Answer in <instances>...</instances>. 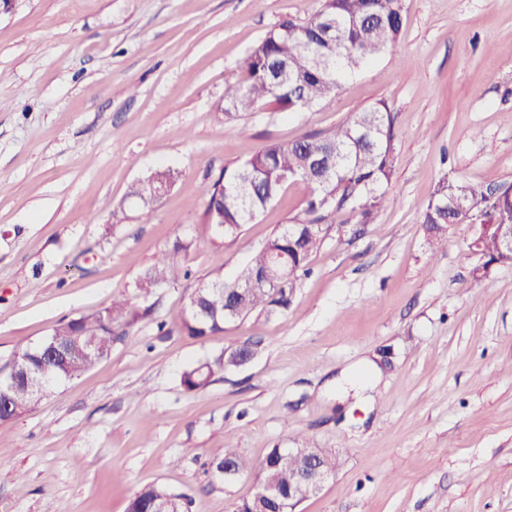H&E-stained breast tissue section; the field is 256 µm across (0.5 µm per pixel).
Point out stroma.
<instances>
[{"label": "stroma", "mask_w": 512, "mask_h": 512, "mask_svg": "<svg viewBox=\"0 0 512 512\" xmlns=\"http://www.w3.org/2000/svg\"><path fill=\"white\" fill-rule=\"evenodd\" d=\"M320 5L18 0L0 15V373L58 321L133 296L175 239L194 282H233L309 190L289 183L218 250L203 189L224 167L380 101L398 132L383 205L329 225L287 311L197 339L177 329L189 289H158L107 358L0 424V512H126L152 483L189 512H235L274 448L339 459L296 512H512V266L474 279L472 227L435 249L421 217L443 175L512 184V0H405L398 41L345 91L225 123L251 48ZM164 168L180 178L143 220L126 188ZM242 344L249 364L181 386ZM227 445L253 472H214ZM223 356L224 352L211 360L193 365L185 370L181 378L183 387L189 392L198 391L206 387L214 376L236 367L229 361L224 363Z\"/></svg>", "instance_id": "obj_1"}]
</instances>
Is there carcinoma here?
<instances>
[{"label":"carcinoma","mask_w":512,"mask_h":512,"mask_svg":"<svg viewBox=\"0 0 512 512\" xmlns=\"http://www.w3.org/2000/svg\"><path fill=\"white\" fill-rule=\"evenodd\" d=\"M329 17L335 32L325 40L318 32L321 15ZM404 0H322L321 8L303 22L285 19L254 45L243 62L246 78L224 90V120L240 125L244 114L272 103L281 112H299L344 88L351 72L374 60L393 45L402 30ZM395 117L380 102L355 113L336 127L303 134L293 141H274L238 163L224 168L204 188L203 221L220 249L224 238L236 237L273 203L289 182L301 180L309 195L301 212L290 220L300 234L286 237L288 227L275 231L257 250L238 279L225 288L240 289L228 295L222 290L193 288L183 310L179 330L193 338L213 336L224 330L229 320L244 319L259 311L268 314L288 309L301 279L310 273V258L318 252L324 235L314 229L339 213L346 204L359 206L365 218L382 206L384 187L395 173ZM180 173L166 169L151 173L129 184L125 199L135 203L148 219L162 198L160 189H171ZM503 197L491 188L459 178L443 177L433 199L422 211V224L435 247L448 239V225H490L481 240L485 262L508 263L495 238V224L512 222L508 192ZM190 244L174 240L161 256L134 282L135 295L147 298L157 288H175L190 280L184 255ZM150 308L127 297L115 298L108 305L70 319L59 321L42 342L22 349L15 358L30 377L41 383L34 392L20 383L7 390L12 407L25 413L53 386L93 368L112 352V341L126 335L127 329L145 317ZM234 368L223 355L193 365L182 374L181 383L189 392L206 387L212 378ZM213 460L231 463L242 475L252 464L233 448H220ZM302 461L281 456L278 449L268 453L257 485L271 478L286 489L294 481ZM166 488L149 484L130 498L127 512H156Z\"/></svg>","instance_id":"1"}]
</instances>
